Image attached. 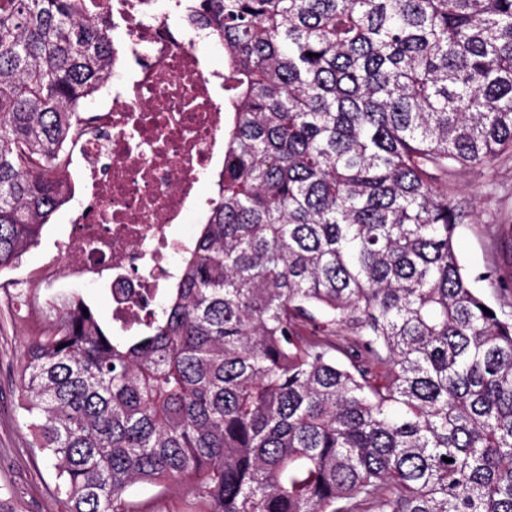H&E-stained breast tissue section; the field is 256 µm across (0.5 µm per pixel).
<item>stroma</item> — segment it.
<instances>
[{"label":"stroma","instance_id":"stroma-1","mask_svg":"<svg viewBox=\"0 0 512 512\" xmlns=\"http://www.w3.org/2000/svg\"><path fill=\"white\" fill-rule=\"evenodd\" d=\"M455 204L463 213L455 246L471 273L512 265V250L501 242L500 226L512 215V160L502 159L493 171L464 168L452 178ZM70 206L58 209L44 227L38 245L25 253L11 276L23 281L40 267L58 261L60 241L67 238ZM42 295L77 293L92 306L103 323H110L112 297L105 287L62 276L43 285ZM23 328L16 326L11 309L0 300V512H66L55 491L52 467L31 448L30 432L18 409L16 372L23 350ZM130 494L146 512H189L191 494L159 492L138 484Z\"/></svg>","mask_w":512,"mask_h":512}]
</instances>
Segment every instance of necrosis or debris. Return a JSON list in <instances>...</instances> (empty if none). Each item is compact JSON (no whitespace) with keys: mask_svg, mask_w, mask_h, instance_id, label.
<instances>
[{"mask_svg":"<svg viewBox=\"0 0 512 512\" xmlns=\"http://www.w3.org/2000/svg\"><path fill=\"white\" fill-rule=\"evenodd\" d=\"M112 18V71L82 108L65 146L79 178L73 236L58 274L102 282L112 293L113 327H138L144 303L170 279L185 246L172 225L203 218V174L224 160V75L207 70L182 22L183 0H97Z\"/></svg>","mask_w":512,"mask_h":512,"instance_id":"1","label":"necrosis or debris"}]
</instances>
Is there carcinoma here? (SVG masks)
Masks as SVG:
<instances>
[{"instance_id": "carcinoma-1", "label": "carcinoma", "mask_w": 512, "mask_h": 512, "mask_svg": "<svg viewBox=\"0 0 512 512\" xmlns=\"http://www.w3.org/2000/svg\"><path fill=\"white\" fill-rule=\"evenodd\" d=\"M186 21L224 48V168L175 281L117 337L79 295L0 280L67 512H143L137 483L198 512H512V310L477 286L499 270L461 264L448 187L512 153V0ZM111 29L83 0H0V274L70 199Z\"/></svg>"}]
</instances>
